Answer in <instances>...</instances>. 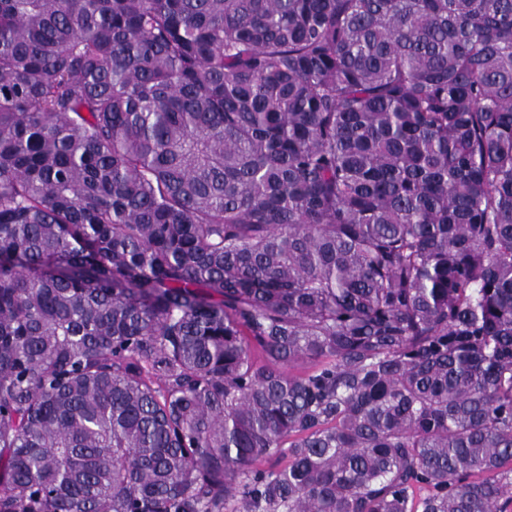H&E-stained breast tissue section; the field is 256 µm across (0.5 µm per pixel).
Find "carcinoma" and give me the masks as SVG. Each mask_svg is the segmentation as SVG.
<instances>
[{"mask_svg": "<svg viewBox=\"0 0 512 512\" xmlns=\"http://www.w3.org/2000/svg\"><path fill=\"white\" fill-rule=\"evenodd\" d=\"M0 512H512V0H0Z\"/></svg>", "mask_w": 512, "mask_h": 512, "instance_id": "cac0c4a2", "label": "carcinoma"}]
</instances>
